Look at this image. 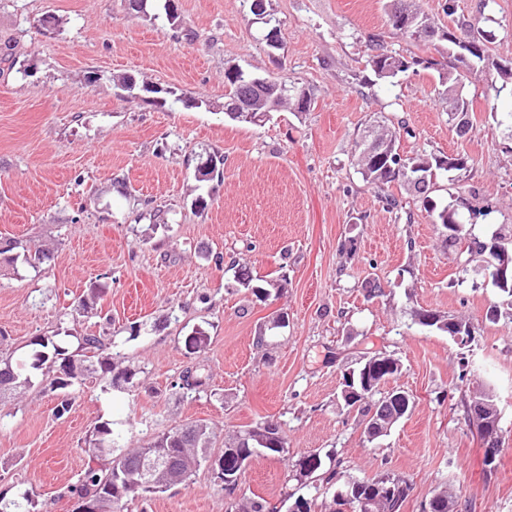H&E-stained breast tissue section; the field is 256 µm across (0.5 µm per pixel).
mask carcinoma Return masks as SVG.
I'll list each match as a JSON object with an SVG mask.
<instances>
[{
	"label": "carcinoma",
	"mask_w": 512,
	"mask_h": 512,
	"mask_svg": "<svg viewBox=\"0 0 512 512\" xmlns=\"http://www.w3.org/2000/svg\"><path fill=\"white\" fill-rule=\"evenodd\" d=\"M395 0H385L388 23L392 29L414 40L429 41L436 36L448 42V61L441 62L431 59L408 60L405 56L387 50L384 45L372 41L369 65L375 76L380 79H395L410 68V64H422L427 69L438 72L439 80L444 86V93L448 95V116L455 120L454 111L465 113L473 111L470 101L465 96L455 98L454 93L463 84L464 79L471 73L478 71L485 63V59L478 55L466 63L457 56V41L471 39L480 45H485L487 37L484 32L474 30L472 27L460 23V26L441 30L434 26L427 14L421 12L414 0H404L407 4L406 14L398 17L392 14V3ZM255 78L252 73L240 67L230 68L224 73V85L229 88L225 102L230 104L236 100L247 98L251 106L260 113L265 110L267 101L264 94L269 89L263 87L254 90L248 87V80ZM359 173L362 177L376 185L397 183L415 197L422 199L425 210L433 213L434 223L445 230L444 242L448 247L461 253L480 258L482 266L491 270L502 263L512 267V233L509 235L497 234L494 237L497 252L493 253L484 248L483 242L470 239L464 233V225L459 213L448 207L441 209L434 206L429 199L433 188L432 179L446 172L463 171L468 168V158L465 156H436L432 154H417L408 156L400 152V132L389 125H380L377 129L366 131L361 140L357 142ZM239 284L251 292L259 301H266L272 292L284 289L282 280H265L260 285L251 284L250 276L245 271H239L237 276ZM411 316L418 326L441 333L451 334L450 326L454 322L448 315L423 307L411 311ZM208 333L204 328L198 327L185 339V347L194 352L207 345ZM31 345L42 349L52 348L53 355L43 353L40 363L54 367L59 361L67 362L71 366L66 378H58L52 385V390L59 392L60 401L56 406V413L62 417L70 411L71 399L68 388L84 380V377L93 374L97 369L113 373L112 380L133 383L135 373L118 367L115 361L105 359H92V355L102 350L103 340L96 335L79 337L81 350L85 355L76 361L67 354L66 348L58 344L53 338L37 336ZM386 362L400 364V359L383 352L375 353L364 358L358 366L348 370L343 375V384L362 391V385L371 384V388L362 391V396L356 403L348 405L356 409L364 420L369 422L378 414L388 419L401 420L411 411L413 405L406 409H399L397 405L388 403V392L378 400L373 397L380 393L381 388L394 379L398 372L382 369ZM15 373L11 361L0 360V398L12 395L25 388L29 383L27 378H19L15 385L4 388L3 380ZM212 431L205 423H191L175 426L169 431L157 436L147 445L145 451L154 457L166 460L178 472L185 474V480H190L196 470L203 463L210 464L211 469L232 472L243 465H248L253 458L260 455L288 461L289 467L295 472L298 480L324 477L326 483L338 482L339 489L333 495L332 503L335 508L332 512H345V508L354 507V502L348 497L352 492L361 498L374 502L373 512H401L408 497L409 484L402 478L389 475L372 478L350 479L341 482L338 467L340 464L333 458H324L315 451L296 459L288 457V442L286 437H270L267 422L249 426L239 430L228 441L224 442V450L219 454L210 452ZM85 453L88 461L80 483L72 488L78 497H88L103 505L102 512H126L127 502L134 498H145L158 492V489L145 485V468L140 458V449L125 448L120 445V434L106 425L98 426L86 436L84 440ZM332 466H326V462ZM35 502L30 493L25 492L22 497L9 502L4 501L0 495V512H32ZM237 512H280L277 506L268 499L254 495L242 499L238 504Z\"/></svg>",
	"instance_id": "obj_1"
}]
</instances>
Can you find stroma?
Instances as JSON below:
<instances>
[{
    "instance_id": "35a3bbf8",
    "label": "stroma",
    "mask_w": 512,
    "mask_h": 512,
    "mask_svg": "<svg viewBox=\"0 0 512 512\" xmlns=\"http://www.w3.org/2000/svg\"><path fill=\"white\" fill-rule=\"evenodd\" d=\"M418 2L440 28L464 21L491 35L487 76L463 88L466 134L448 119L436 71L374 76L373 36L407 57L448 53L447 41L392 30L383 0H266L276 49L243 0H179L172 22L129 0H0V358L30 360L33 337L53 335L74 354L78 337L95 334L136 372L130 385L90 374L61 418L47 372L0 399V494L29 489L34 512H75L84 439L105 423L131 448L205 423L218 453L228 435L274 419L290 458L318 450L347 477L405 479L402 512H421L448 486L455 512H512V301L463 272L421 202L365 181L355 153L368 126L389 120L404 129V154L468 158L432 194L441 207L491 209L488 223L465 225L468 238L512 225V94L495 70L512 63V0H455L451 16L446 0ZM233 67L300 83L309 110L285 104L257 126L225 119ZM127 75L176 98L133 97L117 83ZM209 152L223 155V177L201 181L195 166ZM43 245L52 256L36 271L27 259ZM237 265L288 283L259 301L235 281ZM370 281L381 296L367 298ZM94 289L91 310L75 315ZM419 307L466 319L474 340L420 328ZM197 326L209 340L190 354L184 338ZM378 351L400 358L395 385L414 406L371 441L340 390L343 373ZM188 370L202 377L199 392L177 389ZM479 383L500 411L491 474L462 404ZM254 494L332 498L321 483H298L287 461L258 457L234 491L203 466L128 512H230Z\"/></svg>"
}]
</instances>
